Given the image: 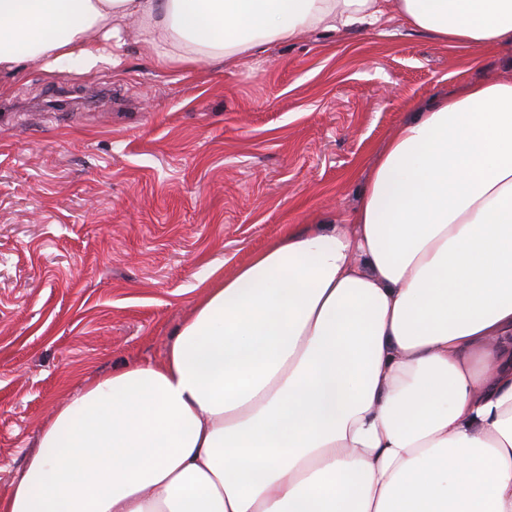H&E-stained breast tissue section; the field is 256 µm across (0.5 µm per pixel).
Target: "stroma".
<instances>
[{"label":"stroma","instance_id":"obj_1","mask_svg":"<svg viewBox=\"0 0 512 512\" xmlns=\"http://www.w3.org/2000/svg\"><path fill=\"white\" fill-rule=\"evenodd\" d=\"M486 78L512 79V47L396 14L192 69L133 43L117 67L28 66L0 93V498L71 395L162 356L211 269L350 215L397 127ZM61 84L83 98L53 114Z\"/></svg>","mask_w":512,"mask_h":512}]
</instances>
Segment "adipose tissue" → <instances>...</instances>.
<instances>
[{
    "label": "adipose tissue",
    "instance_id": "obj_1",
    "mask_svg": "<svg viewBox=\"0 0 512 512\" xmlns=\"http://www.w3.org/2000/svg\"><path fill=\"white\" fill-rule=\"evenodd\" d=\"M391 9L512 45V0H0V89L131 35L192 68ZM348 222L289 225L90 380L0 512H512V80L402 123Z\"/></svg>",
    "mask_w": 512,
    "mask_h": 512
}]
</instances>
